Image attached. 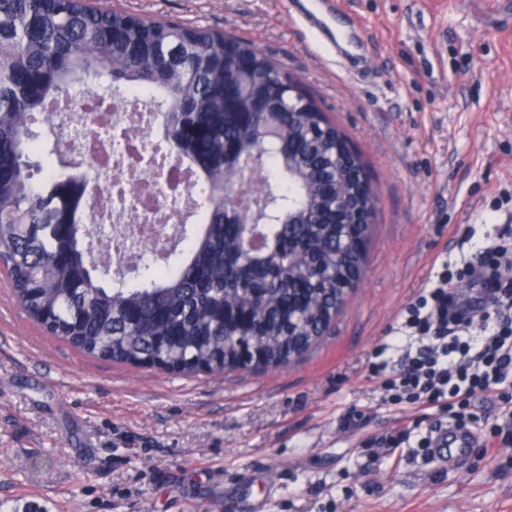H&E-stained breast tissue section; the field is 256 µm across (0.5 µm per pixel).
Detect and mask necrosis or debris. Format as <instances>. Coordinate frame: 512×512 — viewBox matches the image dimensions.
Returning a JSON list of instances; mask_svg holds the SVG:
<instances>
[{
    "instance_id": "obj_1",
    "label": "necrosis or debris",
    "mask_w": 512,
    "mask_h": 512,
    "mask_svg": "<svg viewBox=\"0 0 512 512\" xmlns=\"http://www.w3.org/2000/svg\"><path fill=\"white\" fill-rule=\"evenodd\" d=\"M48 117L62 123L70 159L97 188L88 202L90 223L100 229L113 267L128 268L130 259L178 236L201 188L183 166L153 154L162 113L126 92L103 108L97 92L84 86L54 99Z\"/></svg>"
}]
</instances>
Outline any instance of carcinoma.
Segmentation results:
<instances>
[{
    "label": "carcinoma",
    "instance_id": "1",
    "mask_svg": "<svg viewBox=\"0 0 512 512\" xmlns=\"http://www.w3.org/2000/svg\"><path fill=\"white\" fill-rule=\"evenodd\" d=\"M226 42L256 56L233 108L218 94L233 73ZM85 73L151 91L164 111L165 150L203 184L206 216L187 252L140 259L132 283L102 277L98 269L112 271L102 255L90 268L86 205L66 194L85 175L62 172L58 142L32 131L49 101ZM288 77L272 57L221 32L134 21L85 0H0V168L15 171L0 185V262L31 319L89 357L158 360L182 374L234 368L237 334L274 367L315 347L343 305L336 284L358 279L363 263L337 244L368 242L372 225L348 220L375 209L376 190L362 156L339 148L346 134L314 98L307 112L283 113L276 137L260 138L262 128L244 120L256 89L288 101ZM261 141L269 177L260 190L272 185L287 202L269 227L279 247L248 282L225 237L224 207L241 159ZM227 142L239 144L232 161L224 160ZM237 306L252 316L234 325L216 314Z\"/></svg>",
    "mask_w": 512,
    "mask_h": 512
}]
</instances>
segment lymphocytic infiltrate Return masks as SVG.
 Listing matches in <instances>:
<instances>
[{"instance_id": "lymphocytic-infiltrate-1", "label": "lymphocytic infiltrate", "mask_w": 512, "mask_h": 512, "mask_svg": "<svg viewBox=\"0 0 512 512\" xmlns=\"http://www.w3.org/2000/svg\"><path fill=\"white\" fill-rule=\"evenodd\" d=\"M483 286L485 317L474 322L458 299V283ZM398 368L388 381L398 403L437 404L458 427L475 422L471 400L495 393L512 420V239L499 236L460 263H442L405 311Z\"/></svg>"}]
</instances>
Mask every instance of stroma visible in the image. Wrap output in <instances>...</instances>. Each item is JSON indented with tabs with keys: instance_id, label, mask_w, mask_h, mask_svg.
I'll return each mask as SVG.
<instances>
[{
	"instance_id": "1",
	"label": "stroma",
	"mask_w": 512,
	"mask_h": 512,
	"mask_svg": "<svg viewBox=\"0 0 512 512\" xmlns=\"http://www.w3.org/2000/svg\"><path fill=\"white\" fill-rule=\"evenodd\" d=\"M252 43L348 136L377 188L364 273L278 368L193 375L88 357L34 322L0 266V512H512V440L477 395L458 465L419 444L448 414L385 400L369 365L462 233L512 225V0H96ZM409 445L370 462L387 434Z\"/></svg>"
}]
</instances>
